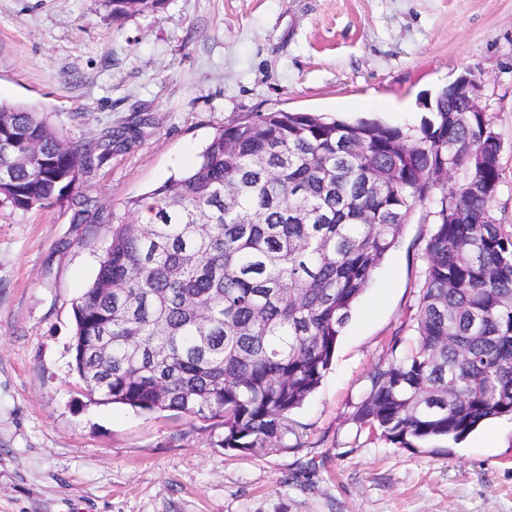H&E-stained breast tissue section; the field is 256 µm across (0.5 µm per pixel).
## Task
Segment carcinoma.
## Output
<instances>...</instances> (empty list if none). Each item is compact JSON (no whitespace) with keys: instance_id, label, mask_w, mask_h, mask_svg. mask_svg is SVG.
I'll use <instances>...</instances> for the list:
<instances>
[{"instance_id":"obj_1","label":"carcinoma","mask_w":512,"mask_h":512,"mask_svg":"<svg viewBox=\"0 0 512 512\" xmlns=\"http://www.w3.org/2000/svg\"><path fill=\"white\" fill-rule=\"evenodd\" d=\"M162 2L107 0L116 18ZM431 105L417 132L249 114L112 214L111 243L73 304L86 389L219 420L224 448L265 455L320 385L375 269L429 203L416 346L398 357L392 340L352 420L406 448L457 442L512 414V233L490 215L501 142L447 88ZM110 154V128L74 146L43 113L0 101L1 206L62 203ZM460 167L469 179L450 194L437 176Z\"/></svg>"}]
</instances>
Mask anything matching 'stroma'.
Returning a JSON list of instances; mask_svg holds the SVG:
<instances>
[{
	"mask_svg": "<svg viewBox=\"0 0 512 512\" xmlns=\"http://www.w3.org/2000/svg\"><path fill=\"white\" fill-rule=\"evenodd\" d=\"M468 70L501 141L491 215L511 229L512 0H164L119 19L106 0H0L1 101L36 107L77 145L135 131L77 199L0 207V512H512V416L414 448L351 419L392 340L415 344L423 211L263 456L225 451L217 422L88 396L70 350L105 215L185 169L216 127L283 110L416 129Z\"/></svg>",
	"mask_w": 512,
	"mask_h": 512,
	"instance_id": "obj_1",
	"label": "stroma"
}]
</instances>
